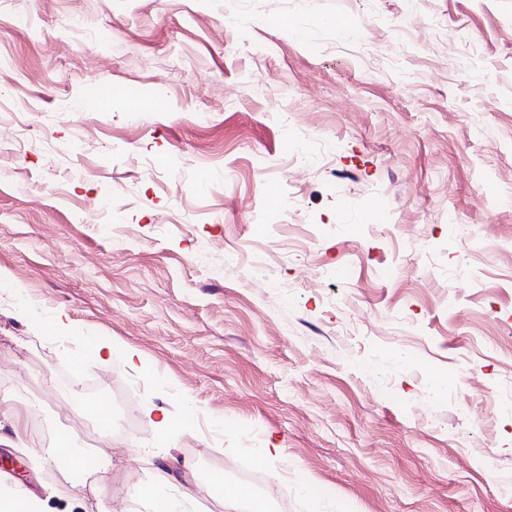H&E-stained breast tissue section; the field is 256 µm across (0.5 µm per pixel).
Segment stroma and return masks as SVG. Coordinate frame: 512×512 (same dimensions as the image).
<instances>
[{"instance_id": "35a3bbf8", "label": "stroma", "mask_w": 512, "mask_h": 512, "mask_svg": "<svg viewBox=\"0 0 512 512\" xmlns=\"http://www.w3.org/2000/svg\"><path fill=\"white\" fill-rule=\"evenodd\" d=\"M509 380L512 0H0V488L512 512Z\"/></svg>"}]
</instances>
